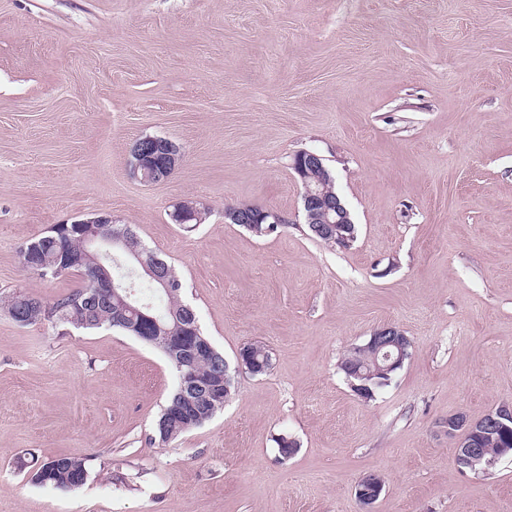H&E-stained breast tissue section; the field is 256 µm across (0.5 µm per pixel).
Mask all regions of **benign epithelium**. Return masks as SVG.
<instances>
[{"label": "benign epithelium", "mask_w": 512, "mask_h": 512, "mask_svg": "<svg viewBox=\"0 0 512 512\" xmlns=\"http://www.w3.org/2000/svg\"><path fill=\"white\" fill-rule=\"evenodd\" d=\"M158 143L156 139L145 138L138 143L130 162L132 175L145 183H158L168 180L181 162L183 155L180 148L172 141L165 139V150L157 155L148 151L149 143ZM292 169L303 184V214L305 223L318 225L331 242L343 246L355 237V224L350 210L341 196L333 190V178L327 169L321 155L304 151L291 163ZM224 219L232 224H243L253 232L258 231L260 224H285L287 220L274 212L263 208L258 211L242 212L230 209L224 212ZM114 220L109 214L79 219L73 222L75 231L79 234L81 252L64 261L61 265L74 267L83 278L85 292L91 297L105 296L112 298L117 304V313L133 312L139 316L137 331L148 335L151 344L165 351L168 360L180 372V396L185 408L179 418L187 422L191 420L197 404L205 397L213 396L220 389H228L233 376L229 374V363H224V374L203 381L194 372L196 361L209 358L216 354L214 346L208 340L195 336L192 345L182 347L181 339L184 334L194 331V328L184 322H176L178 335L172 336L167 329L160 326L158 319L150 312V308L137 305L131 299L130 290L112 280V276H104V262L112 258L123 245L124 237L131 232L130 226L121 231L112 230ZM132 264L140 267L165 292H172L175 280L168 264L157 255L148 253L134 254ZM27 298V292L17 290L0 301V308L21 325L26 319L16 314L14 304ZM408 337L395 327H384L376 330L369 338L372 350V362H353L347 371L354 378L350 382L353 391L367 400L368 382L379 375H386L402 367L408 356ZM267 361H257L250 353L242 349L238 354L237 369H245L253 375L265 371ZM512 429V406L502 405L486 415V419L476 424L463 415L448 417V436L456 438L457 456L459 462L467 468H475L480 464L491 466L497 458L486 457V452L480 447L481 437L489 432L506 435ZM384 488L383 480L375 475L363 477L355 488V494L364 507V512H372V505L377 501Z\"/></svg>", "instance_id": "7a95c632"}]
</instances>
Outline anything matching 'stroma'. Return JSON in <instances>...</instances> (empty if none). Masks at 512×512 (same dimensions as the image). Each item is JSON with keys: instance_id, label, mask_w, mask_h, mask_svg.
Returning a JSON list of instances; mask_svg holds the SVG:
<instances>
[{"instance_id": "1", "label": "stroma", "mask_w": 512, "mask_h": 512, "mask_svg": "<svg viewBox=\"0 0 512 512\" xmlns=\"http://www.w3.org/2000/svg\"><path fill=\"white\" fill-rule=\"evenodd\" d=\"M144 136L181 148L169 180L131 176ZM303 150L349 247L307 232ZM186 199L204 223H174ZM238 204L286 222L256 235L225 222ZM96 213L175 268L228 362L258 343L272 365L161 445L160 350L0 310V512H363L370 474L373 512H512V455L473 472L448 436L512 405V0H0V295L82 288L21 249ZM387 324L410 356L365 400L338 365ZM64 454L80 487L14 465ZM291 167L304 188L302 200L305 224L319 226L336 245L348 244L355 237V224L350 210L335 190L333 178L322 156L310 151L301 152ZM309 171L315 173L313 182L306 179ZM384 488L383 480L375 475L363 477L355 488V494L363 505V512H372V505L377 501Z\"/></svg>"}]
</instances>
